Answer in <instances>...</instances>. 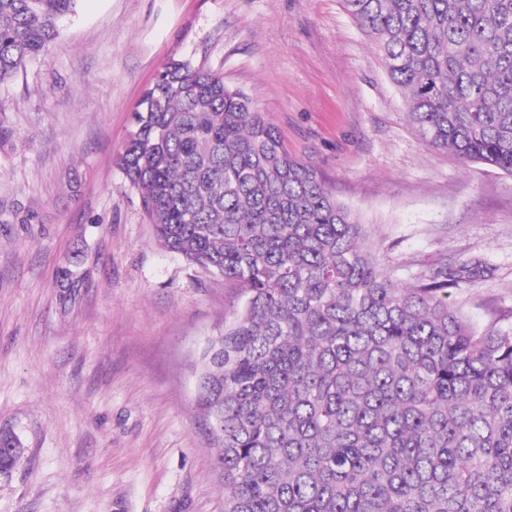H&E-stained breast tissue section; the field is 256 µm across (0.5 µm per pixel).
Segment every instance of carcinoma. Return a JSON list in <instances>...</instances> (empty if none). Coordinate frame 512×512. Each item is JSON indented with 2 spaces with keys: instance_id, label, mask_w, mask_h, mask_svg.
Here are the masks:
<instances>
[{
  "instance_id": "carcinoma-1",
  "label": "carcinoma",
  "mask_w": 512,
  "mask_h": 512,
  "mask_svg": "<svg viewBox=\"0 0 512 512\" xmlns=\"http://www.w3.org/2000/svg\"><path fill=\"white\" fill-rule=\"evenodd\" d=\"M78 0H0V85ZM431 147L512 175V0H343ZM116 165L159 243L245 297L199 358L224 512H512V326L453 290L480 258L395 282L367 225L224 77L173 60ZM19 439L0 430V468Z\"/></svg>"
}]
</instances>
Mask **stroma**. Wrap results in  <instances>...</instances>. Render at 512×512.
Instances as JSON below:
<instances>
[{"label": "stroma", "instance_id": "stroma-1", "mask_svg": "<svg viewBox=\"0 0 512 512\" xmlns=\"http://www.w3.org/2000/svg\"><path fill=\"white\" fill-rule=\"evenodd\" d=\"M174 59L246 93L397 281L478 256L454 300L512 316V176L421 139L342 0H80L0 86V430L24 448L0 512H224L196 368L243 299L158 243L115 164Z\"/></svg>", "mask_w": 512, "mask_h": 512}]
</instances>
